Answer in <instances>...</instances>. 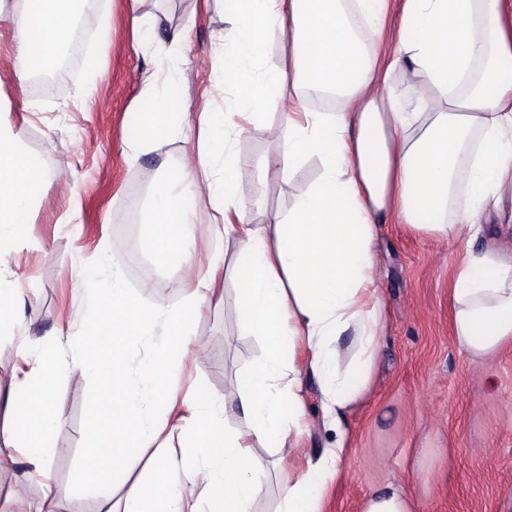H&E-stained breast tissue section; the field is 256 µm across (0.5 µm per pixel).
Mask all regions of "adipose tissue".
<instances>
[{"instance_id": "adipose-tissue-1", "label": "adipose tissue", "mask_w": 512, "mask_h": 512, "mask_svg": "<svg viewBox=\"0 0 512 512\" xmlns=\"http://www.w3.org/2000/svg\"><path fill=\"white\" fill-rule=\"evenodd\" d=\"M23 4L20 13H0L18 33L15 70L54 72L78 0ZM388 7L389 0H224L230 35L214 63L233 111H175L168 87L151 74L128 115L134 158L159 139L183 136L189 122L200 129L179 176L154 181L140 242L155 263L191 262L185 228L202 204L215 232L233 244L237 326L260 340L262 355L221 400L200 384L181 399L170 389L213 296V259L176 306L142 302L113 265L111 277L89 289L96 317L79 333L46 337L36 349L16 340V299L6 284L45 172L18 133L0 131V344L12 343L18 361L0 398V466L20 463L41 478L38 512L126 482L130 490L107 512H252L264 491L262 448L275 449L288 469L279 512H323L351 449L349 416L372 387L384 341L378 218L397 215L441 242L478 239L492 212L512 222L504 209L512 200V0H405L382 58L370 45L384 36ZM276 41L288 50L281 65L270 61ZM397 71L417 84L415 94L391 83ZM325 93L341 111L309 110L307 99ZM276 101L292 112L288 148L265 159L259 191L294 179L312 160L318 175L267 223L251 224L238 194V144ZM460 187L467 204L456 210ZM450 321L471 357L512 345V254L491 245L465 253ZM74 369L99 386L121 383L123 393L91 412L83 463L64 489L49 460L61 418L57 384ZM312 397L332 437L316 456L303 446ZM236 419L245 428H232ZM360 512H416V505L391 482L368 494Z\"/></svg>"}]
</instances>
